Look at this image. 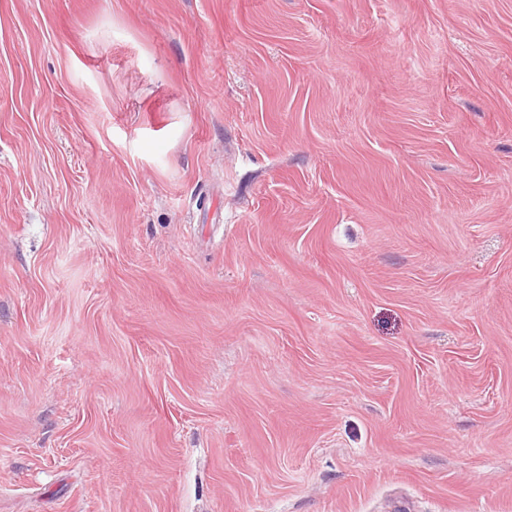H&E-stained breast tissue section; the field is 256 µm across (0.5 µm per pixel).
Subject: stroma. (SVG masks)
<instances>
[{
  "instance_id": "stroma-1",
  "label": "stroma",
  "mask_w": 512,
  "mask_h": 512,
  "mask_svg": "<svg viewBox=\"0 0 512 512\" xmlns=\"http://www.w3.org/2000/svg\"><path fill=\"white\" fill-rule=\"evenodd\" d=\"M0 512H512V0H0Z\"/></svg>"
}]
</instances>
